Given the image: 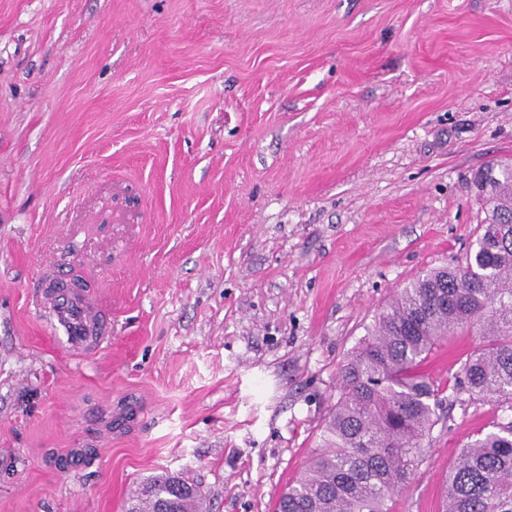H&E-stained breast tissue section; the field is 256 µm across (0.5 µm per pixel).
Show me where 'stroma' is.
I'll use <instances>...</instances> for the list:
<instances>
[{
	"label": "stroma",
	"mask_w": 512,
	"mask_h": 512,
	"mask_svg": "<svg viewBox=\"0 0 512 512\" xmlns=\"http://www.w3.org/2000/svg\"><path fill=\"white\" fill-rule=\"evenodd\" d=\"M512 157V0H0V512L147 477L273 512L377 313L461 256ZM111 329L70 351L37 290ZM423 366L440 387L480 348ZM512 410L444 400L393 512Z\"/></svg>",
	"instance_id": "obj_1"
}]
</instances>
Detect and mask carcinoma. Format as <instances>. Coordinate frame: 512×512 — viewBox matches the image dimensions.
Instances as JSON below:
<instances>
[{"mask_svg": "<svg viewBox=\"0 0 512 512\" xmlns=\"http://www.w3.org/2000/svg\"><path fill=\"white\" fill-rule=\"evenodd\" d=\"M486 210L472 247L399 289L340 371L339 396L321 447L288 484L274 512H392L410 487L438 421L439 388L423 371L435 345L464 328L485 339L460 364L453 388L512 409V158L475 177ZM206 512L198 487L179 475L142 485L127 512ZM442 512H512V421L461 449Z\"/></svg>", "mask_w": 512, "mask_h": 512, "instance_id": "cac0c4a2", "label": "carcinoma"}]
</instances>
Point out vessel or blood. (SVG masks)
<instances>
[{"instance_id": "1", "label": "vessel or blood", "mask_w": 512, "mask_h": 512, "mask_svg": "<svg viewBox=\"0 0 512 512\" xmlns=\"http://www.w3.org/2000/svg\"><path fill=\"white\" fill-rule=\"evenodd\" d=\"M40 305L49 318L53 331L63 333L66 345L73 350H90L100 346L106 335L100 305L74 288L62 293L43 282Z\"/></svg>"}]
</instances>
